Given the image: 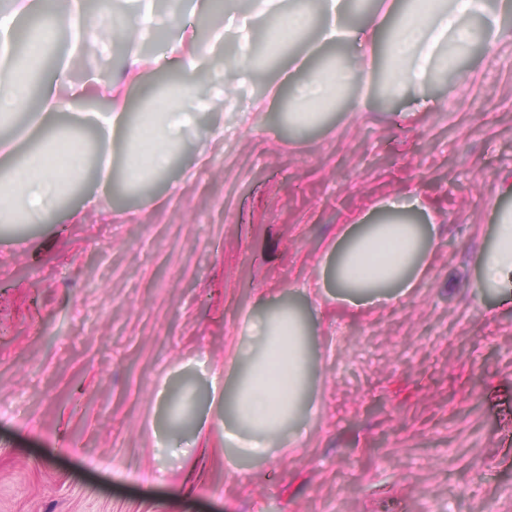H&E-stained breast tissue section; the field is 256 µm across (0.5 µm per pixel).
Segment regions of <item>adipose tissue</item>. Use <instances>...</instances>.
<instances>
[{
    "label": "adipose tissue",
    "mask_w": 512,
    "mask_h": 512,
    "mask_svg": "<svg viewBox=\"0 0 512 512\" xmlns=\"http://www.w3.org/2000/svg\"><path fill=\"white\" fill-rule=\"evenodd\" d=\"M124 0H108L98 14L74 6L59 11L36 7L33 0H9L0 7V123L24 110L33 92H40L42 110L32 118V143L16 151L13 142L0 140V152L14 156L7 180L0 181V221L22 216L25 223L41 224L58 209L68 191L81 184L88 173L87 148L75 123H62V101L52 88L35 89L33 76L41 67L46 48L60 33L70 37L62 64L70 66L80 48L97 42L108 55L123 28L136 39L127 45L126 69L143 65L138 42L161 36L180 48L188 32L160 24L156 0H140V7L125 26L113 24ZM198 9L210 25L212 42L228 33L237 36L239 62L250 57L249 28L234 24L223 0H198ZM266 16V40L275 55L287 54L312 22H319L322 42L347 38L341 22V0H295L281 11L280 0H259ZM479 18V28L467 21ZM387 32L391 80L400 86L422 83L435 60L453 62L476 39L496 43L502 36L498 12L488 10L486 0H409L398 7L395 0H377V10L366 28V49L356 66L331 61L289 87L291 108L288 122L296 135H303L321 119L319 109L348 86L370 82L379 32ZM26 39L30 56H9L12 37ZM199 65L194 54L180 56L178 76L159 87L141 106L137 120H130L123 105L108 102L95 112L98 153L105 168L121 164L127 183L153 180L173 165L175 148L184 128L197 120L198 110L208 103L226 100L230 84L225 70L212 74L209 99L197 110L187 109L192 74ZM120 137L121 158L112 155L111 141ZM430 252V240L420 225L393 217L345 231L328 257L336 296L350 304L361 301L396 302L412 287ZM482 285L512 287V211L499 212L494 243L479 257ZM314 374L310 361L307 323L297 309L283 306L250 319L240 338L239 360L224 393V438L250 456L267 457L274 444L294 441L312 406Z\"/></svg>",
    "instance_id": "adipose-tissue-1"
}]
</instances>
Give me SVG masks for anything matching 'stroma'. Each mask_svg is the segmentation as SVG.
Instances as JSON below:
<instances>
[{
	"label": "stroma",
	"mask_w": 512,
	"mask_h": 512,
	"mask_svg": "<svg viewBox=\"0 0 512 512\" xmlns=\"http://www.w3.org/2000/svg\"><path fill=\"white\" fill-rule=\"evenodd\" d=\"M501 26L399 95L353 86L300 139L279 104L248 110L287 59L242 75L231 40L185 44L196 100L219 66L232 97L160 181L102 193L92 172L49 223L0 224V512H512V291L476 263L512 210V11ZM141 53L118 88L132 108L174 72L165 42ZM123 65L94 52L62 84ZM403 198L433 228L413 288L337 299L331 246ZM288 303L318 306V414L255 460L225 444L221 394L248 320Z\"/></svg>",
	"instance_id": "1"
}]
</instances>
